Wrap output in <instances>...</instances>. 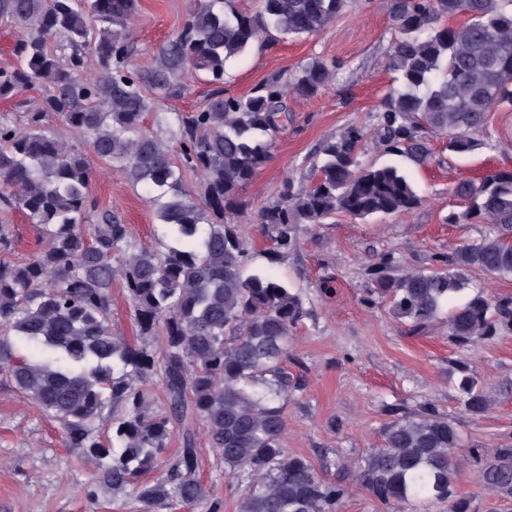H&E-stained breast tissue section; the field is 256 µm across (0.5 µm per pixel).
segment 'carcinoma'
<instances>
[{
  "instance_id": "cac0c4a2",
  "label": "carcinoma",
  "mask_w": 512,
  "mask_h": 512,
  "mask_svg": "<svg viewBox=\"0 0 512 512\" xmlns=\"http://www.w3.org/2000/svg\"><path fill=\"white\" fill-rule=\"evenodd\" d=\"M345 2L263 0L252 15L227 13L224 0H210L158 48L154 66L138 72L129 65L138 0H0V19L27 30L13 48L16 64L0 68V100L44 89L22 124L0 115V209L21 211L45 240L29 262L0 263V371L62 426L69 447L81 450L101 481L117 491L132 487L142 512L207 500L197 475L199 425L239 492L238 512H339L352 484L396 512H414L415 503L473 512L454 487L465 461L460 432L432 403L390 421L381 447L346 466L341 479L283 448L282 364L309 311L299 292L248 272L251 255L231 216L272 157L274 134L288 119V86L272 80L247 96H226L225 64L256 45L320 32ZM389 10V65L400 87L374 113L387 152L423 164L430 134L448 137L450 156L495 147L487 113L494 106L512 111V0H390ZM461 14L467 23L448 24ZM48 35L59 37L57 48ZM91 59L96 74L89 77ZM193 71L213 85L203 107L156 118L178 140L176 156L159 135L140 131L152 109L145 88L174 94ZM335 73L333 64L315 60L299 70L293 89L314 97ZM53 116L58 128L48 133ZM72 132L130 183L158 193L159 224L173 241L166 253L135 247L120 217L97 210L91 170L66 138ZM365 137L361 127L346 128L321 147L309 186L296 190L286 181L258 213L270 258L295 245L299 224H324L339 213L392 215L422 203L399 164H360ZM187 171L203 178L199 202L184 188ZM455 194L465 209L450 212L448 223L487 224V232L400 277L391 275L394 256L386 253L370 276L374 293L414 331L457 300L448 337L468 348L512 334V295H489L470 278L473 270L512 276V169L463 182ZM115 280L133 308L138 345L112 334ZM12 335L52 358L16 360ZM159 335L160 358L149 343ZM454 371L460 407L473 419L484 416L492 400L481 381L465 361ZM154 373L167 395L161 413L149 411L140 387ZM105 416L112 425L106 444L95 434ZM175 429L182 445L167 455ZM154 467L162 468L158 478L136 481ZM476 479L511 494L512 445L498 449Z\"/></svg>"
}]
</instances>
